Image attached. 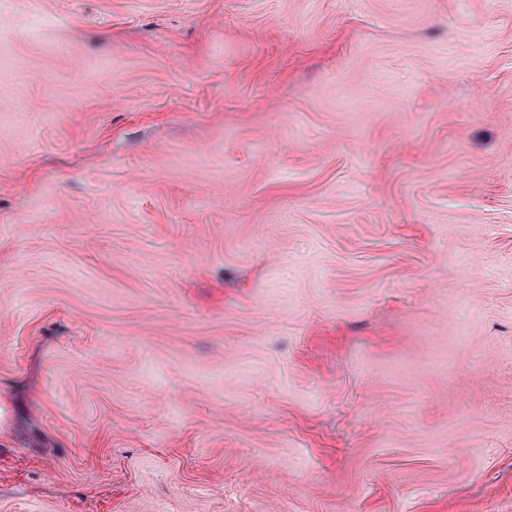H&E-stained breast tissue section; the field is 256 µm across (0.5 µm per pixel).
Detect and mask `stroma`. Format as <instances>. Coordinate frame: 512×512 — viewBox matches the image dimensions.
I'll return each instance as SVG.
<instances>
[{
	"label": "stroma",
	"instance_id": "1",
	"mask_svg": "<svg viewBox=\"0 0 512 512\" xmlns=\"http://www.w3.org/2000/svg\"><path fill=\"white\" fill-rule=\"evenodd\" d=\"M0 512H512V0H0Z\"/></svg>",
	"mask_w": 512,
	"mask_h": 512
}]
</instances>
